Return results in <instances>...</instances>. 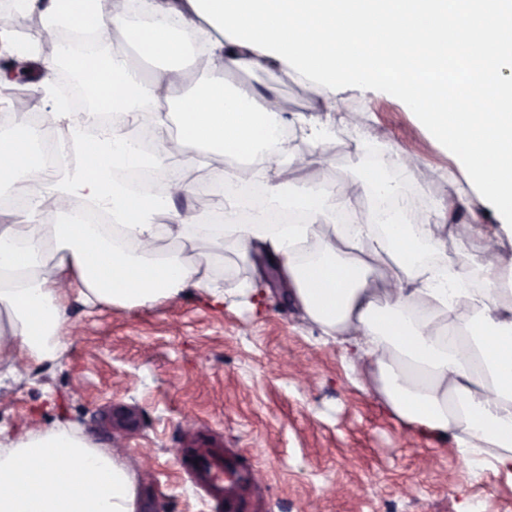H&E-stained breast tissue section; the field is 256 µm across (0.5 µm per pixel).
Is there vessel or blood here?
Listing matches in <instances>:
<instances>
[{
	"instance_id": "1",
	"label": "vessel or blood",
	"mask_w": 512,
	"mask_h": 512,
	"mask_svg": "<svg viewBox=\"0 0 512 512\" xmlns=\"http://www.w3.org/2000/svg\"><path fill=\"white\" fill-rule=\"evenodd\" d=\"M181 467L190 472L199 487L223 497L224 512H249L242 489L255 481L254 470L238 467L216 448L185 454Z\"/></svg>"
}]
</instances>
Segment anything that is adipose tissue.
Wrapping results in <instances>:
<instances>
[{
    "label": "adipose tissue",
    "mask_w": 512,
    "mask_h": 512,
    "mask_svg": "<svg viewBox=\"0 0 512 512\" xmlns=\"http://www.w3.org/2000/svg\"><path fill=\"white\" fill-rule=\"evenodd\" d=\"M43 26L19 31L0 17V52L35 59L55 18L103 34L126 35L154 67L142 77L122 52L105 56L91 42L70 56L81 92L78 111L59 112L53 76L31 90L52 110L57 136H69L84 117L124 116L123 126L92 146L76 144L85 161L73 169L31 175V151L42 140L26 100H12L0 126V178L14 177L21 205L0 225V376L19 366L53 362L69 332V307L105 304L146 307L175 300L188 289L212 303L226 299L207 273L224 253V234H236L240 262L253 255L276 264L305 319L336 337L363 386L411 430L482 455L512 472V315L493 296L512 256L487 257L479 207L491 204L512 237V57L490 49L512 39V0H24ZM180 26L196 37L204 78L175 97L184 52L171 34ZM340 32L379 33L389 50L347 49ZM308 81L319 116L317 138L353 121L337 94L353 85L380 89L416 105L429 137L464 162L469 190L449 197L439 224L408 223L404 189L417 179L419 160L395 148L385 166L369 140L359 144L356 178L334 197L295 188L290 176L325 164L321 150L295 152L282 131L288 103L229 85L225 73L266 61ZM490 100L465 110L458 89ZM167 111H159V104ZM154 108L156 147L143 155L133 130ZM198 146L206 160L186 153ZM259 162L246 184L224 182V210L241 224L214 223L212 213L175 208L206 161ZM374 202L371 223L336 221L361 195ZM84 202L107 210L120 236L71 219ZM51 204L55 223L43 221ZM468 214L467 262L448 263L447 224ZM203 240L189 260L168 243ZM135 472L110 449L55 425L25 437L0 438V512H137Z\"/></svg>",
    "instance_id": "ef3b65f1"
}]
</instances>
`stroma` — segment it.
I'll use <instances>...</instances> for the list:
<instances>
[{
    "label": "stroma",
    "mask_w": 512,
    "mask_h": 512,
    "mask_svg": "<svg viewBox=\"0 0 512 512\" xmlns=\"http://www.w3.org/2000/svg\"><path fill=\"white\" fill-rule=\"evenodd\" d=\"M235 83L288 102L289 138H313V101L279 64L232 72ZM358 125L321 144L327 161L300 175L318 189L356 175V143L398 144L419 157L412 194L421 221L440 217L467 173L433 142L410 106L385 91L349 87ZM225 239L211 278L231 288L254 278ZM72 333L55 362L0 380V427L18 437L61 425L112 449L139 480L142 512H215L177 466L192 431L221 438L257 471L260 512H512V476L480 458L410 432L364 390L336 341L302 319L284 282L260 308L238 294L215 307L195 290L149 307L74 305Z\"/></svg>",
    "instance_id": "35a3bbf8"
}]
</instances>
